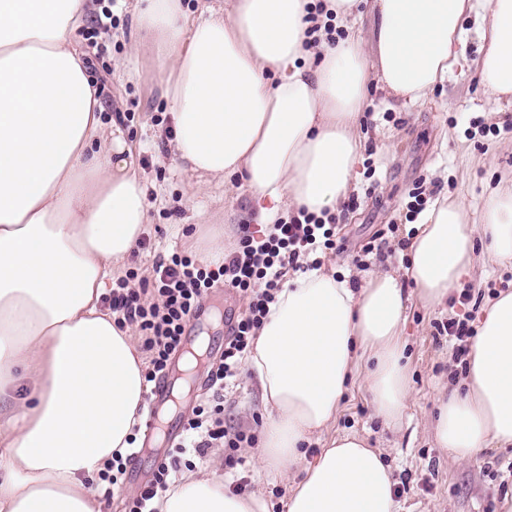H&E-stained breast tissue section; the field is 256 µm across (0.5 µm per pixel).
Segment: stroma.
I'll return each instance as SVG.
<instances>
[{
    "mask_svg": "<svg viewBox=\"0 0 512 512\" xmlns=\"http://www.w3.org/2000/svg\"><path fill=\"white\" fill-rule=\"evenodd\" d=\"M113 12L120 25L106 37L110 72L99 84L103 118H119L135 141V158L147 183L148 222L129 266L144 269L158 255L174 251L202 257L219 233L225 247H233L239 225L248 221V189H239L235 212L228 216L223 188L197 192L194 178L180 171L171 153L173 119L155 84V65L149 57L136 60L130 54L128 0H117ZM466 28V63L439 84L427 101L410 108L392 107L382 91L369 94L370 110L361 120L365 149L351 192L356 203L342 209L336 236L342 250L324 260L326 268L351 285H359L364 273L399 264L414 189H421L431 203L446 195L463 197L478 222L498 181L512 177V105L492 112L473 75L479 56L475 25L470 22ZM369 243L373 252L363 253ZM476 254L478 261L462 282L471 294L468 304L452 301L436 309L414 300L408 304L404 339L411 397L403 422L391 426L374 414L359 372L350 380L342 409L329 429L333 435L358 434L381 451L396 480L400 512H500L505 492L512 490V447L485 448L461 462L438 447L431 432L439 390L466 379L464 364L455 359L447 337L439 335L438 324L451 318L476 323L500 290L512 288L511 266L496 262L485 243H477ZM265 416L252 374L225 389V424L257 433ZM259 454L256 447L241 449L240 464L229 466L223 449L212 448L206 457H193L192 463L198 468L207 459L221 460L225 481L244 476L250 492L282 499L290 491L289 483L277 475L260 474ZM155 461V455L142 454L135 472L126 473L122 484L93 477L87 479L86 487L97 495L103 512H128L140 486L138 472H152Z\"/></svg>",
    "mask_w": 512,
    "mask_h": 512,
    "instance_id": "obj_1",
    "label": "stroma"
}]
</instances>
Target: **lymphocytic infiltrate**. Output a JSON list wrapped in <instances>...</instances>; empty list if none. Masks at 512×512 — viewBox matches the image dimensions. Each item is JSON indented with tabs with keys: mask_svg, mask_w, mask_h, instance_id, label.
Returning <instances> with one entry per match:
<instances>
[{
	"mask_svg": "<svg viewBox=\"0 0 512 512\" xmlns=\"http://www.w3.org/2000/svg\"><path fill=\"white\" fill-rule=\"evenodd\" d=\"M336 226V215L326 212L318 216L302 209L258 233L241 225L239 241L222 263L204 264L174 252L157 257L149 274L131 270L113 281L103 302L117 326L137 327L149 383L183 350L185 328L212 288H229L247 303L230 328L220 360L208 372L210 400L194 410L184 426L186 442L158 465L153 481L133 497L129 512H146L147 506L170 488L171 474L187 451L201 457L220 445L232 453L254 447V433L225 427L223 390L241 380L251 342L288 273L321 267L323 255L336 250Z\"/></svg>",
	"mask_w": 512,
	"mask_h": 512,
	"instance_id": "f902f5d3",
	"label": "lymphocytic infiltrate"
}]
</instances>
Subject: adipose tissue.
<instances>
[{
  "mask_svg": "<svg viewBox=\"0 0 512 512\" xmlns=\"http://www.w3.org/2000/svg\"><path fill=\"white\" fill-rule=\"evenodd\" d=\"M316 0H137L133 56L156 63L175 124L173 155L199 183L238 179L254 221L336 212L364 148L368 89L407 108L465 63L466 20L479 22L476 73L491 106L512 105V0H323L337 22L374 19L371 36L306 45ZM90 0H0V512H101L85 480L127 454L141 420V354L99 301L145 231L146 186L134 146L102 121L100 90L73 34ZM402 273L359 288L324 269L289 276L247 358L267 411L263 469L303 470L281 503L239 495L217 464L186 473L159 512H398L391 468L355 434L313 462L303 442L335 422L367 360L376 415L400 424L411 393L406 302L447 303L484 236L512 265V179L482 225L464 200L428 208ZM411 293H404V282ZM464 389L440 396L439 447L457 460L512 446V290L483 309Z\"/></svg>",
  "mask_w": 512,
  "mask_h": 512,
  "instance_id": "1",
  "label": "adipose tissue"
}]
</instances>
